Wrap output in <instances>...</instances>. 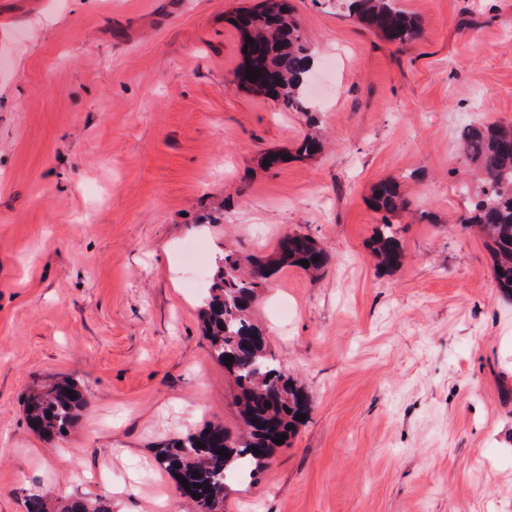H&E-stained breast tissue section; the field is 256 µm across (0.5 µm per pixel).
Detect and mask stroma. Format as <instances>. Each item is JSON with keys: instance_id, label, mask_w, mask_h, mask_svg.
<instances>
[{"instance_id": "1", "label": "stroma", "mask_w": 512, "mask_h": 512, "mask_svg": "<svg viewBox=\"0 0 512 512\" xmlns=\"http://www.w3.org/2000/svg\"><path fill=\"white\" fill-rule=\"evenodd\" d=\"M258 2L0 0V512L31 493L184 512L155 445L240 420L180 248L202 243L208 280L291 232L328 264L280 270L251 318L311 409L224 512H512V302L460 222L456 154L462 126L512 121V0H400L406 44L347 0H291L308 113L235 82L233 20ZM308 134L323 154L260 165ZM390 177L410 202L392 273L369 250ZM65 378L90 404L49 441L25 399Z\"/></svg>"}]
</instances>
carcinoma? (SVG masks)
<instances>
[{"label":"carcinoma","instance_id":"cac0c4a2","mask_svg":"<svg viewBox=\"0 0 512 512\" xmlns=\"http://www.w3.org/2000/svg\"><path fill=\"white\" fill-rule=\"evenodd\" d=\"M350 7L360 22L383 39L406 44L421 33L419 21L398 7L397 0H351ZM241 44L254 40L243 55L236 76L257 71V80L238 85L255 94L271 98L296 112H309L312 106L305 90L314 68L310 47L301 36L289 0H261L234 19ZM459 148L472 163L475 189L464 185L472 208L462 223L477 228L492 258L496 288L512 299V124L472 121L458 135ZM323 149L315 136H305L295 146L298 158L313 157ZM370 201L382 214V224L370 240V249L378 265L388 272L398 270L405 258L399 228L391 218L404 210L407 202L393 178L375 184ZM319 273L327 263L325 250L311 236L286 235L278 250L264 258L224 254L222 265L214 273L200 316L211 355L217 361L232 357L224 367L233 376L238 393L235 406L243 431L232 435L222 426L208 425L196 433L171 438L155 447V459L175 482L180 495L191 502L195 512H224L221 488L231 478L252 477L274 454L278 444L273 438L294 436L302 422L298 414H307L308 399L282 370L268 350L266 336L250 319L257 290L272 272L283 267H302ZM74 391V395L66 391ZM88 404L85 389L74 381L54 384L44 391L32 392L24 409L29 427L52 439L74 428ZM203 446H198V443ZM225 453H219V450ZM259 453H254V450ZM185 479L184 486L180 480ZM200 497H193V493ZM27 512H111L110 501L99 497L89 500L71 496L49 500L40 494L27 499Z\"/></svg>","mask_w":512,"mask_h":512}]
</instances>
